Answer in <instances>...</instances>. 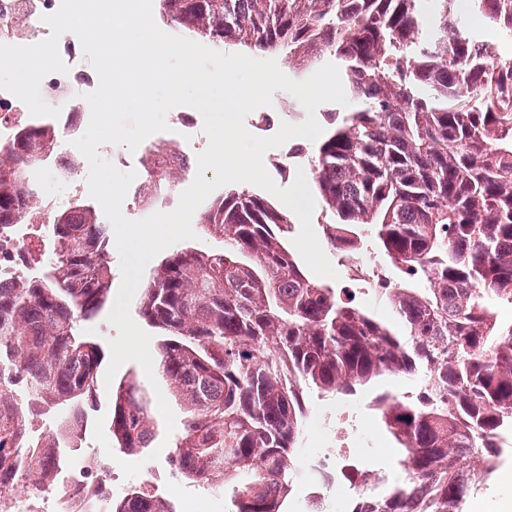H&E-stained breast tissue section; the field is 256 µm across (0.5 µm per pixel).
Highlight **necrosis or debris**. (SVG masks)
I'll return each mask as SVG.
<instances>
[{
    "instance_id": "necrosis-or-debris-1",
    "label": "necrosis or debris",
    "mask_w": 512,
    "mask_h": 512,
    "mask_svg": "<svg viewBox=\"0 0 512 512\" xmlns=\"http://www.w3.org/2000/svg\"><path fill=\"white\" fill-rule=\"evenodd\" d=\"M60 3L61 0H0V43L31 45L44 40L51 33L44 18L56 12ZM59 52L69 67L68 74H49L40 86L43 100L61 110L59 117L46 120L57 134V147L30 175L26 222L0 231V288L29 274L32 261H50L51 244L44 228L54 213L67 207L87 186L89 164L73 145L86 127L76 120L72 105L82 94L96 89L98 75L75 34L61 35ZM38 122L22 101L0 90V146L9 145L19 127ZM354 460L350 449L317 447L304 454L306 512H326V490L339 485V472ZM111 483V474L102 473L94 460L81 458L63 470L58 485L0 499V512H61L63 503L81 502L93 496L98 486Z\"/></svg>"
}]
</instances>
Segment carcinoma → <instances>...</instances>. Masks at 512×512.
Wrapping results in <instances>:
<instances>
[{
	"instance_id": "carcinoma-1",
	"label": "carcinoma",
	"mask_w": 512,
	"mask_h": 512,
	"mask_svg": "<svg viewBox=\"0 0 512 512\" xmlns=\"http://www.w3.org/2000/svg\"><path fill=\"white\" fill-rule=\"evenodd\" d=\"M190 39L282 54L296 75L335 64L349 95L324 113L306 155L333 253L382 258L404 274L376 289L386 314L313 277L289 244L294 216L240 185L198 224L224 249L178 247L151 269L139 313L160 336L157 362L187 406L168 458L181 480L227 495V512H289L305 481L297 449L305 391L351 396L385 377L411 396L372 398L405 476L365 467L349 512H463L512 436V0H470L497 31L475 36L456 0H156ZM44 126L0 147V225L24 220L26 172L56 149ZM147 149L141 203L182 173ZM51 263L0 288V495L55 485L90 426L104 353L84 332L112 302V227L80 199L55 213ZM373 242L376 253L368 251ZM50 413L42 438L29 419ZM154 417L137 376L112 387L116 454L149 448ZM485 450V468L468 459ZM112 512H175L133 484Z\"/></svg>"
}]
</instances>
